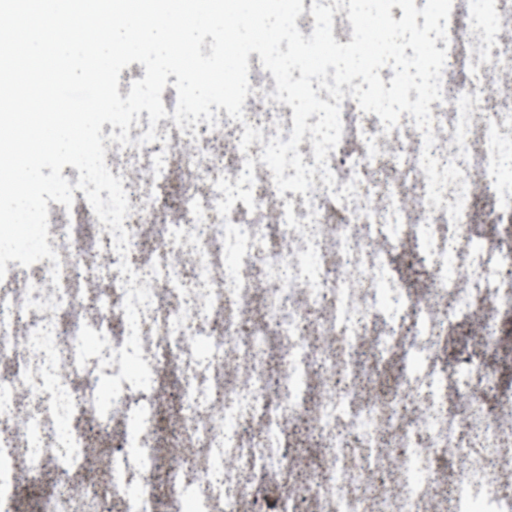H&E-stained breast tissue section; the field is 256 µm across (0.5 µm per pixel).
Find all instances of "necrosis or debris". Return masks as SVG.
<instances>
[{
	"instance_id": "4bbe7bcc",
	"label": "necrosis or debris",
	"mask_w": 512,
	"mask_h": 512,
	"mask_svg": "<svg viewBox=\"0 0 512 512\" xmlns=\"http://www.w3.org/2000/svg\"><path fill=\"white\" fill-rule=\"evenodd\" d=\"M496 18L476 29V12ZM449 41H437L464 77L445 102H432L440 165L455 162L441 205L428 203L419 166L422 134L401 120L384 133L379 117L344 98L342 138L327 155L336 180L321 174L308 193H277L261 161L263 142L289 140L293 110L272 100L271 72L255 66L244 121L218 110L219 129L199 122L181 131L173 118L131 125V146L105 141V162L122 178L130 212L128 260L121 274L108 226L83 191L72 209H53L50 245L62 266L38 262L0 283V454L11 479L65 473L91 461L86 430L113 436L102 455L105 490L46 488L39 512H101L102 497L123 512H248L274 494L295 512H445L435 489L451 476L456 512H503L512 505V393L470 355L471 374L449 372L438 356L455 320L483 319L479 347L492 340L491 308L512 301V240L469 230L475 200L492 199L512 216V106H501L512 75V7L502 0H454ZM262 131L247 151L245 125ZM155 128L158 139L138 146ZM355 182L352 196L332 193ZM419 254L431 274L421 293L406 286L395 258ZM148 287L154 306H138L150 390L122 382L98 417V368L129 333L122 307L129 282ZM106 332L100 356L76 363L81 324ZM401 358L396 399H369L391 358ZM109 366H101V359ZM181 401L179 437L158 450L156 428L168 389ZM412 412L402 415L400 402ZM305 422L322 463L298 486L288 435ZM166 457L169 479L153 473ZM396 476L397 494L370 497Z\"/></svg>"
}]
</instances>
